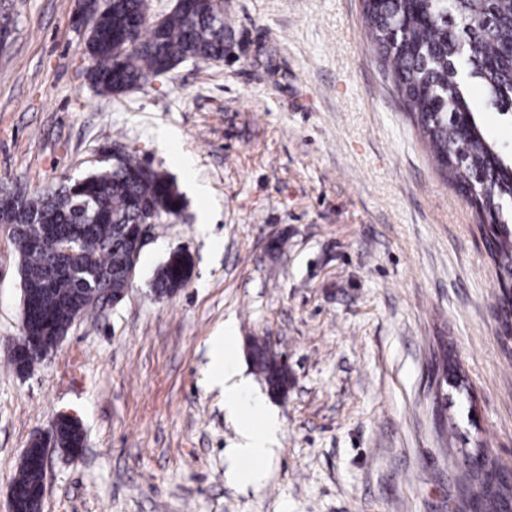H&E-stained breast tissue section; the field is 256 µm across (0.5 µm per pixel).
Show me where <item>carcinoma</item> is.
<instances>
[{"instance_id": "obj_1", "label": "carcinoma", "mask_w": 512, "mask_h": 512, "mask_svg": "<svg viewBox=\"0 0 512 512\" xmlns=\"http://www.w3.org/2000/svg\"><path fill=\"white\" fill-rule=\"evenodd\" d=\"M145 0H88L93 36L86 48L93 60L90 80L103 94L118 95L150 77L172 70L186 58L215 62L224 58L230 29L212 0H186L159 25L141 17ZM365 23L401 102L428 145L443 178L466 194L477 217L496 223L499 206L512 200V166L505 163L484 135L476 116L490 105L512 112V0H362ZM481 80L488 98L466 97L460 66ZM94 215L77 237L75 249L82 273L97 275L89 285L99 291L129 287L124 224H136L149 212L165 223L184 207L183 196L168 177L124 155L112 168L76 183L63 180L46 192L30 196L19 190L0 191V223L10 227L20 255V275L36 297L23 318V335L39 337L46 349L55 347L54 331L68 330L74 318L96 310L91 293L79 288V278L57 275L43 285L58 263L56 230L85 223L83 204ZM51 226L37 246L31 244V220ZM488 251L501 272L512 280V235L499 226L488 240ZM193 259L175 252L154 277V288L165 297L188 283ZM501 318L512 334V287L504 284ZM252 362L267 383L276 371L256 341ZM80 430L59 423L57 446L72 448ZM37 445L21 462L15 485L26 495L27 512H38L43 470L36 462ZM476 464L461 477L462 492L455 512H512V478L483 444L471 451Z\"/></svg>"}]
</instances>
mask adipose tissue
Instances as JSON below:
<instances>
[{
  "label": "adipose tissue",
  "instance_id": "obj_1",
  "mask_svg": "<svg viewBox=\"0 0 512 512\" xmlns=\"http://www.w3.org/2000/svg\"><path fill=\"white\" fill-rule=\"evenodd\" d=\"M236 331L225 324L224 335L215 339L212 360L215 384L224 388V409L239 422L236 452L241 459L262 463L274 452L279 429L276 418L266 412L263 400L252 394L233 357Z\"/></svg>",
  "mask_w": 512,
  "mask_h": 512
}]
</instances>
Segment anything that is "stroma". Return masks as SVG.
<instances>
[{
    "label": "stroma",
    "instance_id": "35a3bbf8",
    "mask_svg": "<svg viewBox=\"0 0 512 512\" xmlns=\"http://www.w3.org/2000/svg\"><path fill=\"white\" fill-rule=\"evenodd\" d=\"M81 0H0V188L45 190L134 152L185 192L116 307L73 323L29 375L20 257L0 224V512L25 448L58 414L41 512H449L462 451L512 471V336L475 210L437 172L360 0H224L221 62L120 95L88 71ZM193 273L158 300L175 250ZM281 423L261 485L230 476L237 423L207 383L225 322ZM288 360L271 393L249 357ZM451 348L468 382L439 374ZM13 358L15 359L16 364L19 366V370L17 369L14 360L12 359V365L15 371H19L22 373V375L26 374L27 372V364L30 361V357H42L46 354L41 342L37 339H32L29 343V347H25L24 349L20 350L19 348H16L14 351H12ZM35 359L33 363L36 361ZM33 363H29L28 370L32 367Z\"/></svg>",
    "mask_w": 512,
    "mask_h": 512
}]
</instances>
